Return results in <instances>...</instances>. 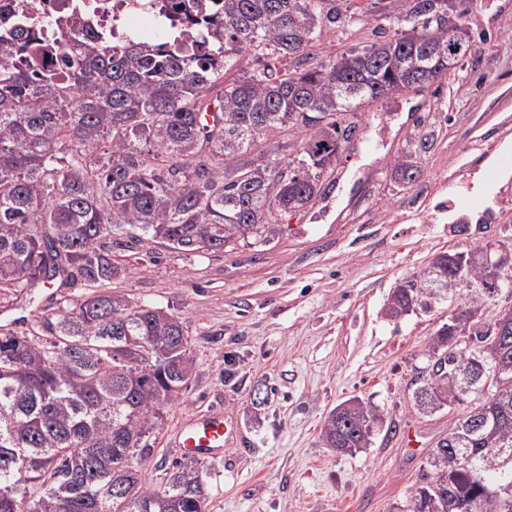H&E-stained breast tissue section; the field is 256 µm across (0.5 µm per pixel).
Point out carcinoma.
Wrapping results in <instances>:
<instances>
[{"instance_id": "1", "label": "carcinoma", "mask_w": 512, "mask_h": 512, "mask_svg": "<svg viewBox=\"0 0 512 512\" xmlns=\"http://www.w3.org/2000/svg\"><path fill=\"white\" fill-rule=\"evenodd\" d=\"M457 0H162L154 41L112 44L71 0L20 14L0 10V295L80 279L92 292L59 295L43 318L50 339L0 329V512H206L198 461L173 465L164 486L138 477L135 449L192 376L190 339L177 317L103 287L126 268L112 240H151L174 252L264 243L277 215L307 208L359 132L357 112L378 99L443 77L467 46ZM389 39L350 45L309 63L336 29L355 36L364 17ZM201 28L189 41L175 27ZM64 47L45 67L42 30ZM248 55L255 67L224 83ZM288 130V156L257 146ZM394 178L420 171L402 151ZM491 297L485 246L438 253L422 277L401 280L391 318L456 293L451 267ZM442 324L428 347L413 405L431 415L475 404L437 442L406 512H512V310L480 344H454L463 316ZM382 421L360 401L331 410L326 445L352 455ZM455 457L448 465V456Z\"/></svg>"}]
</instances>
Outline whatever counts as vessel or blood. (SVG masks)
I'll use <instances>...</instances> for the list:
<instances>
[{
	"instance_id": "1",
	"label": "vessel or blood",
	"mask_w": 512,
	"mask_h": 512,
	"mask_svg": "<svg viewBox=\"0 0 512 512\" xmlns=\"http://www.w3.org/2000/svg\"><path fill=\"white\" fill-rule=\"evenodd\" d=\"M238 428L219 412L197 413L186 418L179 427L174 445L182 453L195 457L221 454L225 446L237 441Z\"/></svg>"
}]
</instances>
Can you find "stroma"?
<instances>
[{"instance_id":"35a3bbf8","label":"stroma","mask_w":512,"mask_h":512,"mask_svg":"<svg viewBox=\"0 0 512 512\" xmlns=\"http://www.w3.org/2000/svg\"><path fill=\"white\" fill-rule=\"evenodd\" d=\"M471 49L451 75L375 102L359 134L309 208L283 214L264 244L178 254L160 245L112 246L127 268L109 284L132 302L168 309L190 338L193 375L162 407L137 454L139 474L160 487L181 454V422L220 411L242 445L202 460L207 512H403L436 441L462 405L426 417L415 379L434 332L469 304L485 319L512 306L461 287L429 312L388 318L398 280L435 254L512 235V0H464ZM428 136L420 178L394 181L395 157ZM498 168L497 182L486 180ZM457 184L482 204L453 199ZM466 225V234L456 225ZM54 300H0V322L37 337ZM356 397L384 418L369 448L339 455L321 437L327 414Z\"/></svg>"}]
</instances>
